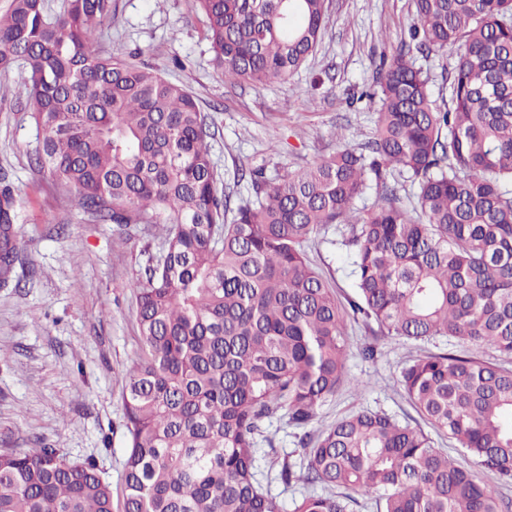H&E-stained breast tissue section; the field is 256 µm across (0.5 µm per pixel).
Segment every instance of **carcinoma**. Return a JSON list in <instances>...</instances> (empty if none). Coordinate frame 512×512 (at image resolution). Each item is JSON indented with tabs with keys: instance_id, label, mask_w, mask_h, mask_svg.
<instances>
[{
	"instance_id": "obj_1",
	"label": "carcinoma",
	"mask_w": 512,
	"mask_h": 512,
	"mask_svg": "<svg viewBox=\"0 0 512 512\" xmlns=\"http://www.w3.org/2000/svg\"><path fill=\"white\" fill-rule=\"evenodd\" d=\"M213 62L231 83L292 76L327 25L326 0H196ZM410 42L365 93L371 137L270 180L219 190L194 95L100 49L112 0L0 9V69L23 64L19 95L42 133L36 163L74 190L92 221L159 226L163 254L131 281L143 346L125 379L124 512H283L257 478L261 423L284 412L319 486L293 512H503L497 488L419 426L359 410L314 429L344 384L347 320L386 337L461 340L473 354L405 363L399 385L473 466L512 483V0H413ZM455 55L433 96L418 57ZM415 187L404 204L388 176ZM377 199L355 208L371 187ZM19 202L0 189V286L17 253ZM349 226L355 295L342 306L304 245ZM491 350L493 362L481 357ZM0 512H112L90 460L39 441L0 452Z\"/></svg>"
}]
</instances>
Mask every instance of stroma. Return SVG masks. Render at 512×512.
I'll return each mask as SVG.
<instances>
[{
    "instance_id": "stroma-1",
    "label": "stroma",
    "mask_w": 512,
    "mask_h": 512,
    "mask_svg": "<svg viewBox=\"0 0 512 512\" xmlns=\"http://www.w3.org/2000/svg\"><path fill=\"white\" fill-rule=\"evenodd\" d=\"M410 17L411 0H328L313 54L286 80L257 86L225 83L214 68L195 0H113L100 43L192 92L210 127L220 188L246 196L241 173L260 170L273 179L371 136L377 114L360 94L382 59L407 40ZM24 77L18 65L0 70V177L21 203L13 226L18 259L11 283L0 287V451L40 441L70 459H93L112 483L113 512H122L125 374L142 347L129 284L159 257L163 241L139 225L127 244L115 245L111 225L84 216L35 164L42 134L14 101ZM346 236L333 225L306 247L342 301L353 292ZM347 331V381L321 408L320 427L362 409L419 423L397 383L406 360L424 350L468 349L442 339L420 348L372 335L359 321H348ZM369 346L377 350L371 359L363 356ZM264 428L258 478L292 512L304 489L275 474L282 458L298 462L302 454L285 417Z\"/></svg>"
}]
</instances>
